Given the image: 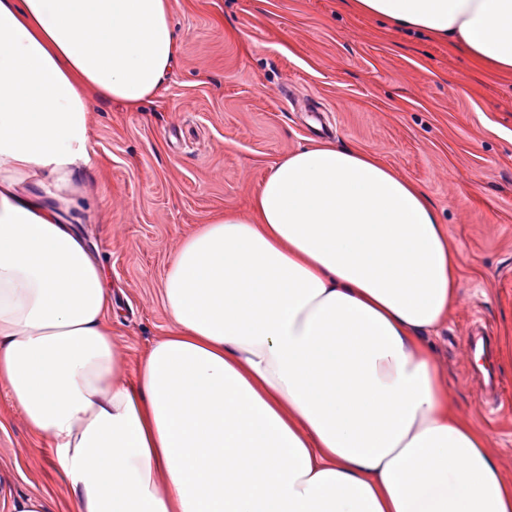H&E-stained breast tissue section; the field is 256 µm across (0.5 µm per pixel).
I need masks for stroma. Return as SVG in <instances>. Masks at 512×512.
Masks as SVG:
<instances>
[{
  "mask_svg": "<svg viewBox=\"0 0 512 512\" xmlns=\"http://www.w3.org/2000/svg\"><path fill=\"white\" fill-rule=\"evenodd\" d=\"M176 67L140 110L96 102L91 172L66 218L103 269L112 338L135 374L170 320L162 279L180 241L246 210L269 168L330 140L422 185L460 258V298L434 340L448 400L488 431L512 479V76L351 12L344 0H170ZM496 336L502 391L467 376L469 336ZM0 512L71 488L0 392Z\"/></svg>",
  "mask_w": 512,
  "mask_h": 512,
  "instance_id": "1",
  "label": "stroma"
}]
</instances>
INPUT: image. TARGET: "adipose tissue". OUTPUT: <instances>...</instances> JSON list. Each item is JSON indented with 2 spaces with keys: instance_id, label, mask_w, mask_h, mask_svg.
Here are the masks:
<instances>
[{
  "instance_id": "obj_1",
  "label": "adipose tissue",
  "mask_w": 512,
  "mask_h": 512,
  "mask_svg": "<svg viewBox=\"0 0 512 512\" xmlns=\"http://www.w3.org/2000/svg\"><path fill=\"white\" fill-rule=\"evenodd\" d=\"M350 6L512 73V0ZM178 51L169 0H0V390L47 440L68 512H512L490 434L434 363L459 253L373 154L297 150L248 211L186 237L171 327L127 378L63 213L93 102L140 107Z\"/></svg>"
}]
</instances>
